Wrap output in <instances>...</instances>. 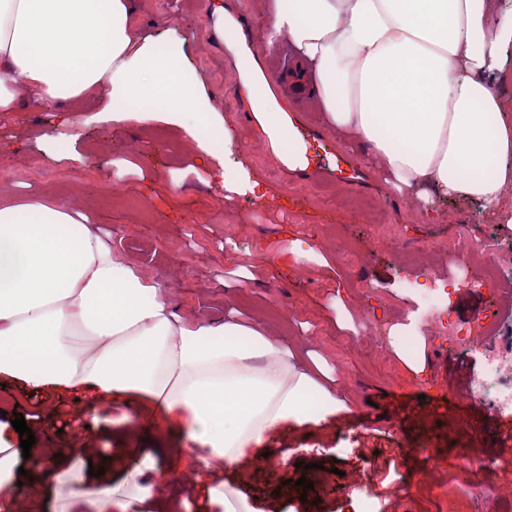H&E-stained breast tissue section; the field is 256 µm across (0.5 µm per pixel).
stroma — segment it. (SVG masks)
Returning <instances> with one entry per match:
<instances>
[{
    "instance_id": "stroma-1",
    "label": "stroma",
    "mask_w": 512,
    "mask_h": 512,
    "mask_svg": "<svg viewBox=\"0 0 512 512\" xmlns=\"http://www.w3.org/2000/svg\"><path fill=\"white\" fill-rule=\"evenodd\" d=\"M224 6L240 18L273 93L309 141L307 169L288 170L267 149L234 59L210 39L208 0H136L134 24L183 42L224 117L229 137L216 142L210 166L194 165V141L175 126L112 125L107 97L95 94L70 109L31 104L0 112V166L27 161L0 179V188L68 197L114 251L163 284L184 319H217L233 310L264 323L281 341L312 351L355 407L316 426L285 425L237 469L203 476L190 473L177 431L166 434L172 453L164 459L151 430L140 441L123 438L127 418L144 410L145 399L35 389L0 374V446H20L15 414L42 416L31 427L30 457L15 460L29 478L15 488L8 512H226L228 501L243 512H512V499L480 494L490 484L512 490V468L492 462L501 434L512 432V412L477 408L464 396L468 376L482 368L480 350L451 357L440 339L424 338L415 345L424 370L415 373L368 329L420 311L421 301L407 289L423 282L424 268L433 267L438 279L461 275L443 247L473 225L512 239L505 222L512 187L497 207L440 199L421 214L412 196L389 187L359 142L326 127L312 98L291 90L285 75L294 53L286 39L270 38L262 0H224ZM49 141L56 152L45 151ZM71 151L83 163L67 161ZM225 165L248 170L263 197L226 192L217 175ZM115 184L121 190L114 195ZM296 239L321 248L320 259L300 270L288 262ZM404 241L420 246L418 264L403 263L397 245ZM484 311L512 325V282L495 302L483 290L452 293L458 324ZM48 448L55 451L51 467L70 474L69 482L44 481L38 461ZM94 451L115 462L108 503L75 497ZM266 452L287 458V466L263 465ZM129 471L137 472L136 481L126 480ZM164 473L174 480L165 494L155 490ZM367 474L372 485L363 492L356 481ZM300 478L312 481L313 490L297 486ZM210 487L224 503L207 500Z\"/></svg>"
}]
</instances>
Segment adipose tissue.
Instances as JSON below:
<instances>
[{"mask_svg": "<svg viewBox=\"0 0 512 512\" xmlns=\"http://www.w3.org/2000/svg\"><path fill=\"white\" fill-rule=\"evenodd\" d=\"M134 0H0V112L106 92L113 123L167 122L208 138L225 131L181 43L161 50L131 22ZM272 34L296 50L295 88H315L336 131L361 140L399 193L497 205L512 186V120L493 86L512 80L502 52L512 15L495 0H273ZM206 26L271 151L291 171L309 145L273 95L256 52L224 0ZM0 373L27 384L148 397L157 430L177 429L207 467L230 468L265 436L349 411L297 350L234 315L185 320L164 289L116 256L89 217L52 194L0 192ZM318 393L319 415L303 405Z\"/></svg>", "mask_w": 512, "mask_h": 512, "instance_id": "obj_1", "label": "adipose tissue"}]
</instances>
